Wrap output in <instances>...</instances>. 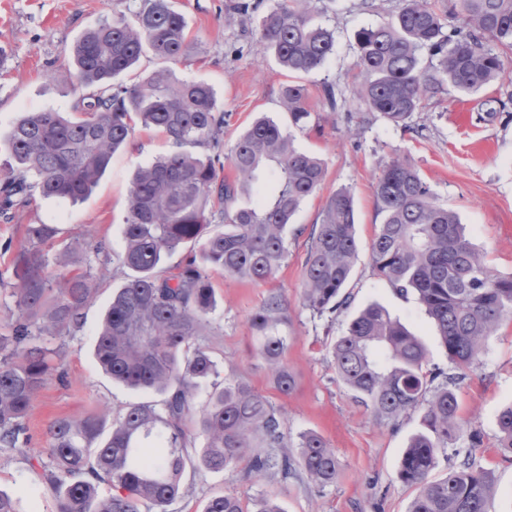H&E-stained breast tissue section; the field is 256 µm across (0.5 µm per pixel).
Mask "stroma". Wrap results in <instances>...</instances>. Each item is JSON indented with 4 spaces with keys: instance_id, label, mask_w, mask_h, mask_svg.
I'll list each match as a JSON object with an SVG mask.
<instances>
[{
    "instance_id": "obj_1",
    "label": "stroma",
    "mask_w": 512,
    "mask_h": 512,
    "mask_svg": "<svg viewBox=\"0 0 512 512\" xmlns=\"http://www.w3.org/2000/svg\"><path fill=\"white\" fill-rule=\"evenodd\" d=\"M230 0H174L187 23L185 54L171 63L181 79L211 85L225 113L224 147L232 149L239 135L259 116L292 133L298 150L320 157L325 179L304 201L288 236V256L275 275L255 284L221 272L212 273L217 308L200 343L211 352L221 376L238 377L281 413L288 444L296 446L304 432L320 435L338 459L333 484L319 487L304 471L281 480L251 476L249 458L233 471L186 470L183 495L167 512H203L216 495L231 494L245 508L259 499L276 500L282 512H408L414 487L398 478L410 438L423 429V410L401 418L397 426L375 423L370 412L354 402L339 380L327 345L340 336L352 318L369 304L384 306L416 334L426 349L425 371H449L451 365L437 329L415 297H401L376 275L370 244L381 222L374 188L393 159L409 162L441 203L459 214L470 241L485 254L488 265L512 273V49H500L502 76L476 94L449 93L427 104L401 127L382 118H367L366 107L351 92L355 68L354 35L388 20L402 0H315V22L335 31V50L320 69L300 76L306 85L312 119L304 130L293 128L280 103V90L290 76L259 38L261 12L245 23L225 25ZM141 0H0V181L12 157L5 142L10 128L28 112H69L73 97L51 79L52 70L81 34L98 23L124 14L133 19ZM339 86L345 100L329 111L319 97L323 83ZM502 99L505 111L486 117L490 100ZM172 146L152 130L136 128L128 145L113 154L106 174L83 200L35 197L0 216V334L7 333L16 309L10 267L27 224H54L55 242L44 246L46 258L66 249L81 256L96 293L83 310L80 324L60 336L45 338L46 347L62 348L64 379L50 377L24 418L26 431L17 447H0V492L16 499L20 512H55V499L41 474L50 468L46 429L58 417H78L95 408L119 415L132 404L156 401L148 391L113 383L93 358L101 316L112 292L124 281L117 257L123 250L128 189L134 172ZM347 188L357 214L358 259L346 287L347 308L333 319L313 317L301 297L308 250L306 230L320 223L327 198ZM287 305L280 331L288 338L284 362L296 384L288 394L276 388L272 371L257 355L249 320L269 295ZM460 414L478 436L449 443L438 454L432 476L441 479L456 468L459 448L472 449L475 468L491 473L495 492L487 512H512V454L498 446V416L512 404V319L504 320L482 352L476 370L456 390Z\"/></svg>"
}]
</instances>
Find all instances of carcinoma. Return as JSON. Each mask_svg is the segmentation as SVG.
<instances>
[{
  "label": "carcinoma",
  "instance_id": "cac0c4a2",
  "mask_svg": "<svg viewBox=\"0 0 512 512\" xmlns=\"http://www.w3.org/2000/svg\"><path fill=\"white\" fill-rule=\"evenodd\" d=\"M312 2L277 0L263 18L262 40L292 74L319 69L334 51V31L311 22ZM262 5L263 0H236L226 7L224 22L243 20ZM186 40L184 15L172 0H143L133 25L121 16L101 22L82 34L72 48L73 66L61 65L56 76L75 96L73 113L28 112L6 136L14 167L0 188L1 210L25 206L35 190L45 198L83 199L138 125L159 131L177 147L133 174L118 256L131 274L113 294L94 344L97 364L113 381L160 399L132 405L111 422L107 413L93 411L48 425L52 467L41 478L54 494L56 512H167L187 466L233 471L254 446L263 452L253 454L251 471L283 480L293 475L281 416L247 383L216 381L217 364L197 339L206 335L216 307L211 272L252 283L270 279L288 254L293 218L320 189L325 167L297 150L273 120L261 117L228 156L236 179L221 180L224 113L212 86L182 80L168 69L130 87L112 83L148 53L178 60ZM495 45L512 48V0H452L442 6L437 0H403L390 20L357 31L352 93L368 112L404 123L432 97L452 89L477 93L498 79L502 62ZM91 87L95 92L83 94ZM320 92L336 112L342 91L325 83ZM281 105L293 126L307 127L312 112L305 85L285 84ZM186 146L210 154L199 156ZM267 177L276 182L270 194L260 191ZM376 196L382 222L370 246L372 267L401 295L417 296L458 375L424 372L421 342L377 303L360 310L330 344L336 373L380 425L424 409V430L410 438L399 469L400 480L417 488L409 512H487L493 480L490 472L474 469L471 450L447 477L430 475L439 450L467 431L456 381L473 370L489 337L512 316V274L487 266L457 212L438 201L408 162L394 159L385 167ZM355 226L354 197L341 188L309 230L302 297L320 318L349 302L343 290L358 255ZM56 234L52 224L24 225L16 255V312L10 333L0 336L1 448L16 447L21 421L47 383L51 361L61 356L32 343V327L41 336L60 335L79 323L95 293L91 275L77 269L72 252L58 253L51 267L38 250ZM193 241L200 243L199 256L181 272L162 268L168 255ZM284 311L282 297L272 294L250 327L276 388L286 395L295 379L283 364ZM208 382L211 389L198 407L196 397ZM193 415L205 440L195 459L186 454L192 434L184 428ZM498 429V447L511 453L512 405L500 412ZM297 452L312 482L336 481V454L321 436L300 434ZM100 482L110 483L113 494L100 496ZM204 512L244 509L237 498L222 495Z\"/></svg>",
  "mask_w": 512,
  "mask_h": 512
}]
</instances>
